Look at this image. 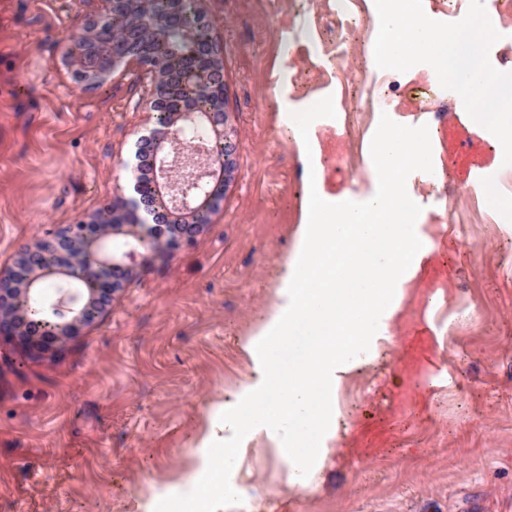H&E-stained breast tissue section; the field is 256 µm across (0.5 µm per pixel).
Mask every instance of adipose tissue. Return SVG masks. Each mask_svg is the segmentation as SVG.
<instances>
[{
    "label": "adipose tissue",
    "mask_w": 512,
    "mask_h": 512,
    "mask_svg": "<svg viewBox=\"0 0 512 512\" xmlns=\"http://www.w3.org/2000/svg\"><path fill=\"white\" fill-rule=\"evenodd\" d=\"M278 121L301 162L324 174L317 120L283 108ZM426 149L425 133L380 131L371 194L340 202L316 183L301 206L275 302L246 340L249 376L233 399L214 403L194 440L191 469L134 512H153L161 499L182 512H226L245 493L234 466L258 440L274 447L290 486L315 485L347 431L336 391L346 375L376 362V339L387 333L404 283L431 251L416 231L426 216L404 189L406 173L424 164Z\"/></svg>",
    "instance_id": "ef3b65f1"
}]
</instances>
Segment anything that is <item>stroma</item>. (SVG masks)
<instances>
[{
    "instance_id": "stroma-1",
    "label": "stroma",
    "mask_w": 512,
    "mask_h": 512,
    "mask_svg": "<svg viewBox=\"0 0 512 512\" xmlns=\"http://www.w3.org/2000/svg\"><path fill=\"white\" fill-rule=\"evenodd\" d=\"M99 0H0V270L35 238L90 219L132 194L146 111L136 69L84 90L66 48ZM224 47V109L235 178L196 237L148 256L80 332L37 348L0 337V512H131L187 471L194 439L218 397L250 370L242 351L274 301L280 267L313 176L278 124L280 104L325 105L319 132L327 189H374L373 133L426 128L428 167L409 191L433 246L405 285L380 361L336 392L349 425L321 482L289 487L271 450L236 468L245 496L229 512H512V165L448 98L406 102L407 73L390 71L394 104L368 117L358 164L332 171L336 140L362 87L378 17L336 0H201ZM295 34L283 99L271 72L283 31ZM497 179V199L480 185ZM474 198L483 222L448 217L449 191ZM439 293L429 303L431 293Z\"/></svg>"
}]
</instances>
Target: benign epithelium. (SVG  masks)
Returning a JSON list of instances; mask_svg holds the SVG:
<instances>
[{"mask_svg":"<svg viewBox=\"0 0 512 512\" xmlns=\"http://www.w3.org/2000/svg\"><path fill=\"white\" fill-rule=\"evenodd\" d=\"M95 17L67 51L75 83L90 89L106 82L121 67L135 66L148 79L140 104L164 116L150 134L152 154L137 152L139 200L106 207L89 221L69 224L50 239L26 247L17 267L0 274V326L15 334L33 327L41 337L77 334L81 326L112 300L120 277L131 267L110 250L112 236L125 234L134 244L124 254L158 251L190 241L207 212L218 202L234 146L216 126L225 122L224 48L210 36L203 11L195 23L185 20L182 0H102ZM125 16L119 27L107 23ZM56 282L59 296L49 304L48 320H35L23 301L39 285Z\"/></svg>","mask_w":512,"mask_h":512,"instance_id":"7a95c632","label":"benign epithelium"}]
</instances>
